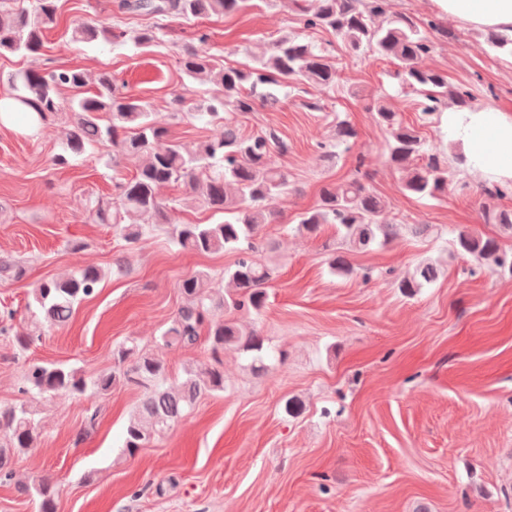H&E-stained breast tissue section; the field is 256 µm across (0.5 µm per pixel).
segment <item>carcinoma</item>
Wrapping results in <instances>:
<instances>
[{"label": "carcinoma", "mask_w": 512, "mask_h": 512, "mask_svg": "<svg viewBox=\"0 0 512 512\" xmlns=\"http://www.w3.org/2000/svg\"><path fill=\"white\" fill-rule=\"evenodd\" d=\"M14 8L0 10V55L38 54L44 47L43 31L57 21L58 0H13ZM291 12L293 31L271 42L269 55L241 69L225 67L217 55L205 48L209 36L202 30L179 52L182 91L171 105V119L180 122L208 117L213 126L207 138L185 142L169 136L159 124L151 102L128 96L119 90L110 72L98 75L95 92L77 98L71 106L67 125L61 130L67 149L74 155L105 140L112 142L113 163L121 159L139 164L130 178L114 185L111 201L94 202L88 219L95 224H113L123 240L137 243L153 226H165L171 242L182 251L238 254L232 269L224 272V295H212L210 273L197 271L180 280L177 288L184 303L171 324L162 332L166 348L189 347L206 333L212 363L185 369L184 379L167 384L166 364L156 355L142 353L137 346L115 350L118 363H129L110 373L85 377L81 369L62 364L30 360L21 374L20 391L28 400L67 391L83 396L87 391L105 394L118 385L149 386L141 404L131 413L124 433L123 448L133 455L140 448L162 437L205 395L224 392V370L220 354L229 348L255 353L254 361L264 368V337L246 329L234 318L212 319V312L227 308L260 313L266 306L267 288L274 265L258 257L263 245L261 232L277 217L267 202L288 187V171L273 163L274 153L287 151V144L267 131L246 133L240 117L255 111L259 102L273 106L278 98L262 94L259 88L297 80L322 92L336 87V64L314 44L308 34L328 31L352 54L370 53L397 66L402 83L422 96V112L440 118L442 108L452 103L469 106L470 93L448 84V77L425 65L432 51L431 33L442 30L440 22H418L412 17L389 11L388 0H279ZM253 0H117L120 14L151 15L186 20L222 17L246 10ZM164 27L157 25L128 30L119 24L93 26L80 24L69 41L93 42L101 39L111 45L132 43L136 48L164 42ZM486 43L512 55V38L490 31ZM10 98L31 108L38 117L39 131L52 128L62 113L60 92L64 88L80 92L88 80L79 69L23 70L7 76ZM207 86L197 99L192 84ZM375 122L387 133L388 162L402 170L400 191L418 198H438L448 194L447 157L425 149L419 129L404 124L391 106L378 100L371 107ZM357 137L345 120L336 122L334 133L316 147L331 160L336 148ZM167 184L183 187L181 202L230 215L219 224H173L158 189ZM484 220L512 232V211L482 205ZM386 203L359 177L345 183L325 184L316 207L302 213L296 230L308 234L333 224L351 250L385 245L396 235L397 225L385 221ZM454 245L478 267L512 272V249H504L494 237L460 231ZM433 261L418 263L413 271L397 280L402 294L412 296L419 288L437 279ZM105 272L91 265H77L65 276L42 280L26 303L27 330L16 334L18 347L26 351L47 327L62 326L75 307L95 294ZM39 437L35 411L25 402L0 406V482L13 477L12 458L36 446ZM39 499V512H57V492L49 478L33 489Z\"/></svg>", "instance_id": "carcinoma-1"}]
</instances>
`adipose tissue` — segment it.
Listing matches in <instances>:
<instances>
[{
    "mask_svg": "<svg viewBox=\"0 0 512 512\" xmlns=\"http://www.w3.org/2000/svg\"><path fill=\"white\" fill-rule=\"evenodd\" d=\"M437 10L476 29L512 37V0H433ZM448 129L469 162V171L496 184L512 182V112L479 106L447 113Z\"/></svg>",
    "mask_w": 512,
    "mask_h": 512,
    "instance_id": "obj_1",
    "label": "adipose tissue"
}]
</instances>
